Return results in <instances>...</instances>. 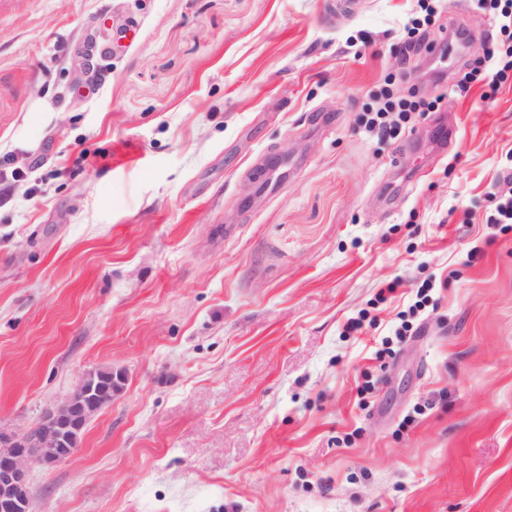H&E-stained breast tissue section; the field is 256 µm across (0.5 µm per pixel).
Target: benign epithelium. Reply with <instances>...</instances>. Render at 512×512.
<instances>
[{"mask_svg": "<svg viewBox=\"0 0 512 512\" xmlns=\"http://www.w3.org/2000/svg\"><path fill=\"white\" fill-rule=\"evenodd\" d=\"M110 404L99 371L83 375L63 401L49 406L38 427L21 433L0 432V512H30L33 466H52L79 447L90 420Z\"/></svg>", "mask_w": 512, "mask_h": 512, "instance_id": "7a95c632", "label": "benign epithelium"}]
</instances>
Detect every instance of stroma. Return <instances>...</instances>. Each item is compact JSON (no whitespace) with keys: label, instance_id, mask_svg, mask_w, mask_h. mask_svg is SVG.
<instances>
[{"label":"stroma","instance_id":"stroma-1","mask_svg":"<svg viewBox=\"0 0 512 512\" xmlns=\"http://www.w3.org/2000/svg\"><path fill=\"white\" fill-rule=\"evenodd\" d=\"M416 10L0 11V158L24 173L0 180V428L124 375L76 455L32 469V512H512V226L486 224L512 82L460 97L430 54L401 62ZM459 25L473 59L500 37L446 0L428 39ZM86 49L103 78L81 97ZM387 85L439 107L378 141L361 119ZM277 155L287 178L244 206ZM429 277L417 333L382 354Z\"/></svg>","mask_w":512,"mask_h":512}]
</instances>
